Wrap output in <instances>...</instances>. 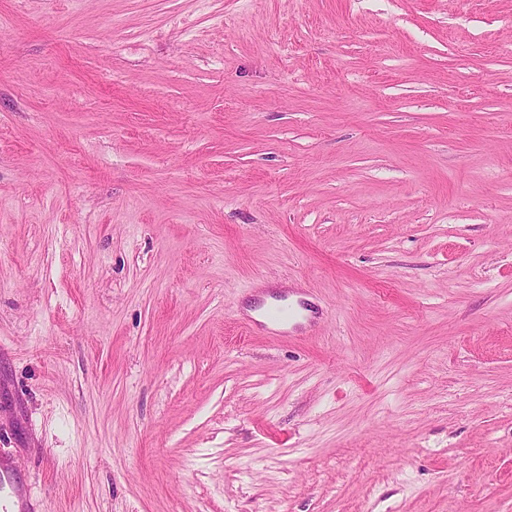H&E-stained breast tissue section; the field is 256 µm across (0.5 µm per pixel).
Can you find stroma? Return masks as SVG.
<instances>
[{
  "mask_svg": "<svg viewBox=\"0 0 512 512\" xmlns=\"http://www.w3.org/2000/svg\"><path fill=\"white\" fill-rule=\"evenodd\" d=\"M0 470L512 512V0H0Z\"/></svg>",
  "mask_w": 512,
  "mask_h": 512,
  "instance_id": "1",
  "label": "stroma"
}]
</instances>
